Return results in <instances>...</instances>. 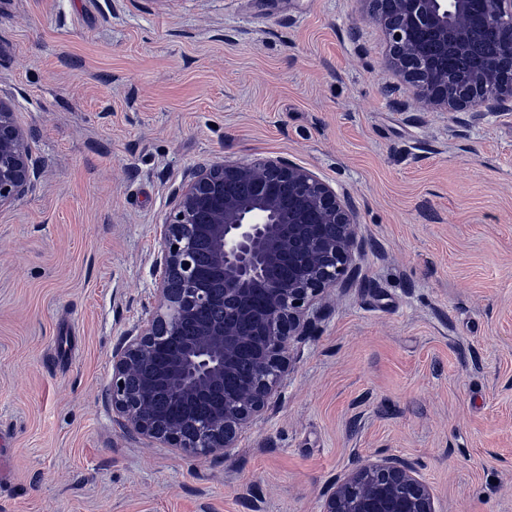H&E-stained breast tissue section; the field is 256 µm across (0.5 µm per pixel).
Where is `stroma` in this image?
<instances>
[{
	"label": "stroma",
	"instance_id": "1",
	"mask_svg": "<svg viewBox=\"0 0 512 512\" xmlns=\"http://www.w3.org/2000/svg\"><path fill=\"white\" fill-rule=\"evenodd\" d=\"M367 0H0L40 166L0 209V512H320L365 456L436 512H512V119L403 111ZM283 157L355 201L361 271L232 459L125 432L112 348L153 309L195 167Z\"/></svg>",
	"mask_w": 512,
	"mask_h": 512
}]
</instances>
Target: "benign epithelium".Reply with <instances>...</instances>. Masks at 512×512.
Instances as JSON below:
<instances>
[{
    "label": "benign epithelium",
    "instance_id": "benign-epithelium-1",
    "mask_svg": "<svg viewBox=\"0 0 512 512\" xmlns=\"http://www.w3.org/2000/svg\"><path fill=\"white\" fill-rule=\"evenodd\" d=\"M418 109L512 116V0H370ZM39 168L0 99V207ZM358 208L281 157L192 170L158 225V310L112 349V411L128 433L184 455L227 459L277 407L294 349L316 335L326 297L355 281ZM252 378H236L242 358ZM320 512H435L405 460H359L330 481Z\"/></svg>",
    "mask_w": 512,
    "mask_h": 512
}]
</instances>
